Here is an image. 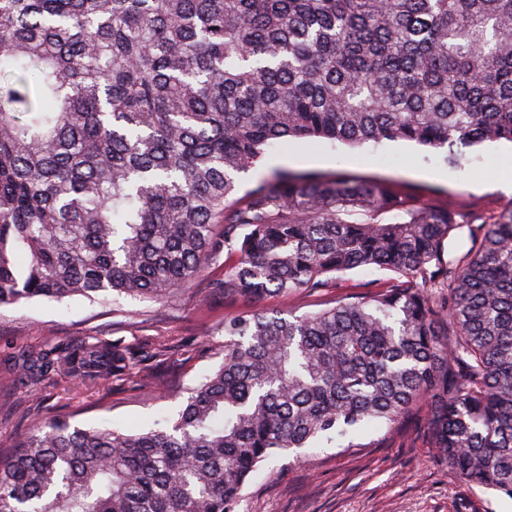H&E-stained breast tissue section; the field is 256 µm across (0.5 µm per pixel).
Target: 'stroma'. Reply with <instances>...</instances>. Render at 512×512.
I'll list each match as a JSON object with an SVG mask.
<instances>
[{
	"mask_svg": "<svg viewBox=\"0 0 512 512\" xmlns=\"http://www.w3.org/2000/svg\"><path fill=\"white\" fill-rule=\"evenodd\" d=\"M358 179L391 180L409 194L448 205L467 218L492 216L512 205V193L497 178L512 174V145L492 143L469 151L463 167L448 165L443 155L406 142L350 147L295 139L267 153L242 174L238 194H245L273 169ZM282 307L307 311L305 301L285 303L268 297L253 304L225 305L220 296L205 297L200 287L179 293L175 303L124 300L111 304L76 297L59 303L37 299L0 306V455L33 424L69 413L82 427L120 425L147 430L175 419L187 389L204 379L224 348L225 316ZM99 336L146 339L169 350L137 385L73 387L54 378L32 400L19 379L13 352ZM426 410L403 428L368 429L361 448L329 447L308 459L284 457L247 482L238 512H512V499L470 486L429 445Z\"/></svg>",
	"mask_w": 512,
	"mask_h": 512,
	"instance_id": "35a3bbf8",
	"label": "stroma"
}]
</instances>
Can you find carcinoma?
Segmentation results:
<instances>
[{
  "mask_svg": "<svg viewBox=\"0 0 512 512\" xmlns=\"http://www.w3.org/2000/svg\"><path fill=\"white\" fill-rule=\"evenodd\" d=\"M290 139L512 143V0H0V306L168 301L201 280L286 302L355 269L386 288L224 317L171 424H37L0 512H236L251 474L429 409L437 456L512 498V206L444 259L457 213L390 181L275 169ZM224 263H219V260ZM157 344L17 354L20 378L135 384Z\"/></svg>",
  "mask_w": 512,
  "mask_h": 512,
  "instance_id": "1",
  "label": "carcinoma"
}]
</instances>
